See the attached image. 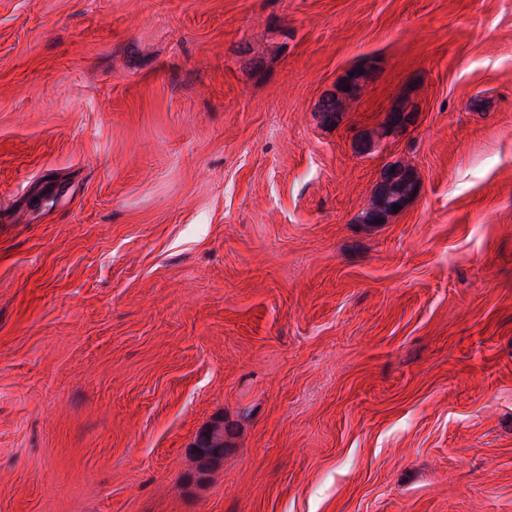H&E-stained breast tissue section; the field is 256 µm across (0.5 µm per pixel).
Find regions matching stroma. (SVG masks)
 <instances>
[{"instance_id": "stroma-1", "label": "stroma", "mask_w": 512, "mask_h": 512, "mask_svg": "<svg viewBox=\"0 0 512 512\" xmlns=\"http://www.w3.org/2000/svg\"><path fill=\"white\" fill-rule=\"evenodd\" d=\"M0 512H512V0H0ZM354 72V75H351ZM359 70H353L347 73L344 80L337 84L335 89L325 93L320 100L319 112H334V105H336V112H343V106L349 98L347 91L344 88L350 86L353 89L356 86H361L370 79V72L362 70V74L358 75ZM335 112V113H336ZM390 112H396L394 114V120L390 125L380 130L375 135L378 140L406 132L414 123L418 108L412 98H410L409 95H405L399 99ZM394 168V173H391ZM417 181L412 171L400 167H387L381 174L375 191L382 199V207L392 209L393 204L401 206L402 210L416 191ZM214 427L205 428L198 434L194 448H197L199 453L202 452V448H208L207 455L198 453L202 459L216 460L224 455V444L220 443V438L215 433Z\"/></svg>"}]
</instances>
